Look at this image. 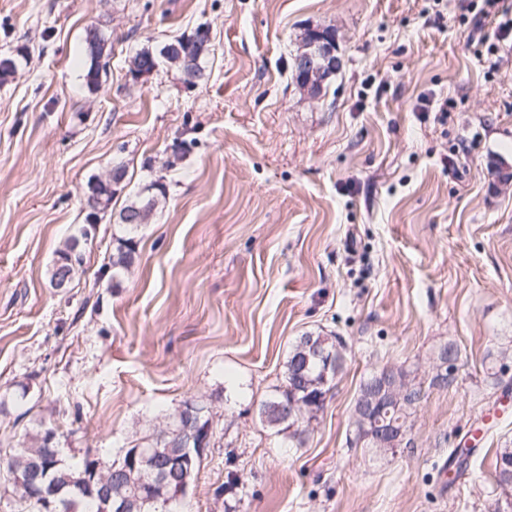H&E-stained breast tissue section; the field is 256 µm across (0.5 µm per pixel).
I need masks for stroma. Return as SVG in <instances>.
Instances as JSON below:
<instances>
[{
	"label": "stroma",
	"instance_id": "stroma-1",
	"mask_svg": "<svg viewBox=\"0 0 512 512\" xmlns=\"http://www.w3.org/2000/svg\"><path fill=\"white\" fill-rule=\"evenodd\" d=\"M457 0H0V449L38 423L66 456L111 460L184 401L213 416L185 512H495L512 409V47L478 53ZM447 15L435 24V10ZM112 35L99 90L88 27ZM186 86L129 57L197 28ZM335 33L320 94L292 78L309 28ZM452 101L448 116L438 107ZM124 170L69 288L56 251L89 181ZM161 181L136 259L104 272L121 209ZM339 337L345 366L296 447L262 424L300 336ZM458 350L457 383L430 382ZM417 376L426 398L392 451L352 447L363 379ZM463 475L445 471L461 444ZM237 483H229V475ZM432 378L437 385L442 384L443 380L448 378V372H456V354L455 350L447 345L441 347L432 355ZM456 377L448 378V382L443 387H452Z\"/></svg>",
	"mask_w": 512,
	"mask_h": 512
}]
</instances>
